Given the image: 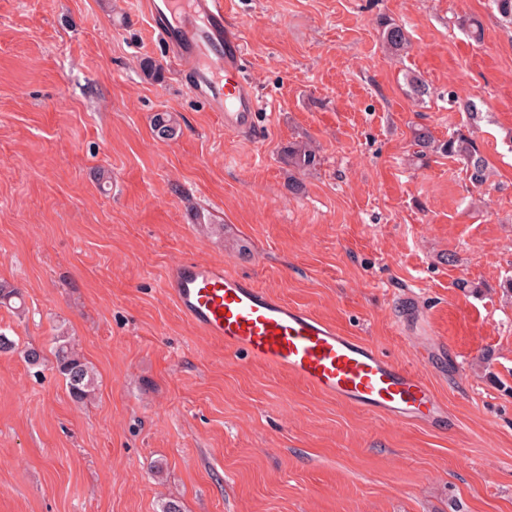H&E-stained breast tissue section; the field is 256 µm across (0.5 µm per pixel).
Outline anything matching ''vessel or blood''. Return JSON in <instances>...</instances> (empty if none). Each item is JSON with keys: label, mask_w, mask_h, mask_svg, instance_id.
Here are the masks:
<instances>
[{"label": "vessel or blood", "mask_w": 512, "mask_h": 512, "mask_svg": "<svg viewBox=\"0 0 512 512\" xmlns=\"http://www.w3.org/2000/svg\"><path fill=\"white\" fill-rule=\"evenodd\" d=\"M189 90L224 115L227 130L259 138L257 99L240 79L245 48L224 26V0H138ZM180 312L232 353L288 373L336 400L396 424L441 428L445 406L429 383L371 344L282 301L220 263L178 260L163 279Z\"/></svg>", "instance_id": "b4317fda"}]
</instances>
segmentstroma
<instances>
[{"instance_id":"stroma-1","label":"stroma","mask_w":512,"mask_h":512,"mask_svg":"<svg viewBox=\"0 0 512 512\" xmlns=\"http://www.w3.org/2000/svg\"><path fill=\"white\" fill-rule=\"evenodd\" d=\"M224 14L258 140L188 89L135 0H0V281L24 300L0 306L18 343L0 353V512H512V27L491 0ZM389 23L407 52L387 49ZM159 112L179 137L155 138ZM421 127L471 137L486 183L419 155ZM298 142L319 158L303 173ZM186 256L424 376L453 428L375 418L228 353L163 294ZM423 324L443 360L421 356ZM60 334L96 371L86 403L49 358ZM288 162L299 171L307 170L317 163V155L305 144H294L288 148Z\"/></svg>"}]
</instances>
